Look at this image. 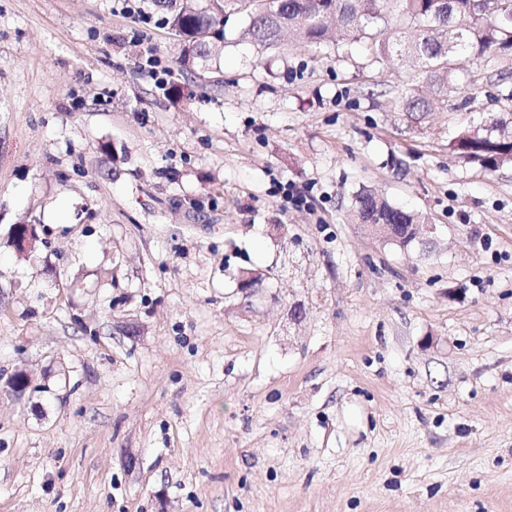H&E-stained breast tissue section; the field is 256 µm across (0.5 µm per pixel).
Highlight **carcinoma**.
Wrapping results in <instances>:
<instances>
[{"label": "carcinoma", "instance_id": "carcinoma-1", "mask_svg": "<svg viewBox=\"0 0 512 512\" xmlns=\"http://www.w3.org/2000/svg\"><path fill=\"white\" fill-rule=\"evenodd\" d=\"M166 11L170 29L182 41L178 63L197 69L217 62L224 51V19L230 0H152ZM276 16L257 7L246 11L242 37L259 48L276 45L288 31L310 45L337 49L362 43L369 64L382 71L394 58L408 63L410 81L438 86L448 95L457 90L455 64L460 57L491 59L512 55V0H493L490 11L481 0H274ZM404 112H427L429 103L409 93ZM504 118H493L482 133L467 129L452 148L488 171L512 162V131ZM365 224L395 225L396 241L409 244L407 228L420 220L368 191L354 196Z\"/></svg>", "mask_w": 512, "mask_h": 512}]
</instances>
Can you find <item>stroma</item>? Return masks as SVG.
I'll return each instance as SVG.
<instances>
[{
	"label": "stroma",
	"mask_w": 512,
	"mask_h": 512,
	"mask_svg": "<svg viewBox=\"0 0 512 512\" xmlns=\"http://www.w3.org/2000/svg\"><path fill=\"white\" fill-rule=\"evenodd\" d=\"M128 4L0 0V384L42 386L0 395V512H512V163L450 147L512 56L412 114L362 44L261 51L237 9L182 70ZM361 190L438 234H374Z\"/></svg>",
	"instance_id": "stroma-1"
}]
</instances>
